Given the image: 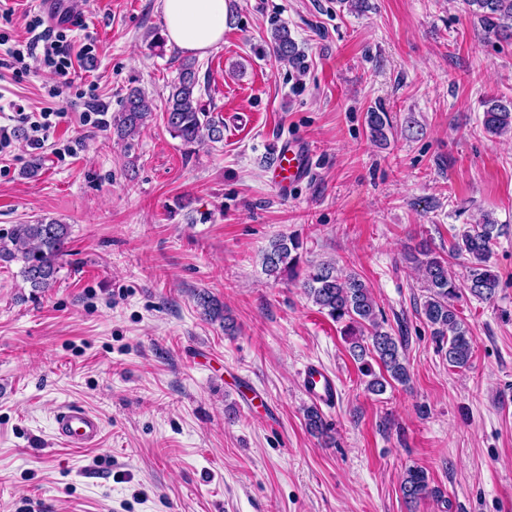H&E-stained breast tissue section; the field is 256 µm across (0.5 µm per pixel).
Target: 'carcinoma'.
<instances>
[{
  "label": "carcinoma",
  "mask_w": 512,
  "mask_h": 512,
  "mask_svg": "<svg viewBox=\"0 0 512 512\" xmlns=\"http://www.w3.org/2000/svg\"><path fill=\"white\" fill-rule=\"evenodd\" d=\"M469 11L477 16L487 33L495 35L512 32V0H465ZM273 52L282 60L292 61L297 56L294 40L288 28L279 26L271 31ZM199 78L195 64L183 62L177 82L165 103V124L170 134L192 148L203 138L212 143L224 140V126L201 104L198 96ZM153 103L138 88H130L120 102L116 123L120 134L135 136L153 117ZM372 139L387 140L386 131L392 128L389 113L372 110L366 115ZM491 134L512 131V101L493 98L487 102L483 119ZM502 226L486 217L480 224L464 230L451 248L454 254L468 256L469 266L465 288L448 270V260L431 256L422 247L408 254V259L420 264L427 295L421 313L431 328L438 350L444 353L448 365L466 368L470 364L473 336L466 322L458 315L454 302L467 291L481 301L494 299L499 279L490 269L492 245L501 234ZM70 225L57 220L40 218L32 224H14L9 231L0 232V264L18 261L20 276L32 291H43L56 281L60 263L67 253ZM299 239L280 236L271 241L262 254L264 272L275 278L297 276L300 262ZM304 293L336 323L344 324V335L350 337V353L360 363L359 371L369 378L368 390L383 394L387 387L397 383L409 384L410 373L404 353V340L385 330V320L375 303L370 289L356 274L338 276L336 266L323 262L309 270L303 282ZM199 306L205 319L224 324V332L234 331V321L210 296L201 294ZM379 371H374L372 364ZM306 428L313 435H321L325 423L315 407L305 409ZM401 492L406 502L413 503L437 494L430 485L426 471L410 468L406 471Z\"/></svg>",
  "instance_id": "carcinoma-1"
}]
</instances>
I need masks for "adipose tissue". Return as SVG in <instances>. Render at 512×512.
Instances as JSON below:
<instances>
[{
	"instance_id": "ef3b65f1",
	"label": "adipose tissue",
	"mask_w": 512,
	"mask_h": 512,
	"mask_svg": "<svg viewBox=\"0 0 512 512\" xmlns=\"http://www.w3.org/2000/svg\"><path fill=\"white\" fill-rule=\"evenodd\" d=\"M164 34L179 51L205 55L222 42L226 0H160Z\"/></svg>"
}]
</instances>
